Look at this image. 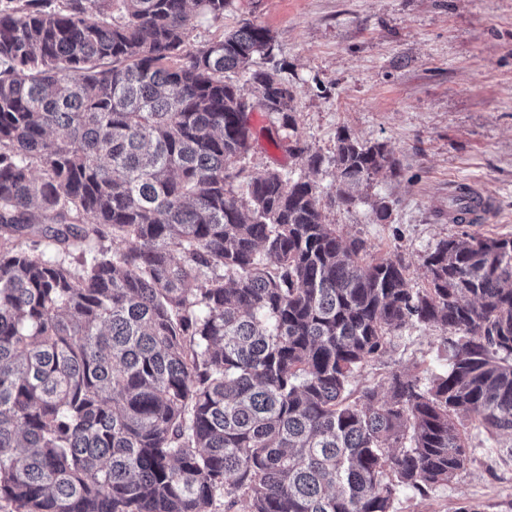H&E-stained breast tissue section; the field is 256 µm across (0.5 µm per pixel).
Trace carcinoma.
I'll use <instances>...</instances> for the list:
<instances>
[{
	"mask_svg": "<svg viewBox=\"0 0 512 512\" xmlns=\"http://www.w3.org/2000/svg\"><path fill=\"white\" fill-rule=\"evenodd\" d=\"M0 0V512H393L512 436V236L443 239L422 288L325 223L307 177L239 166L295 128L268 29L187 49L230 0ZM98 19L93 20L91 16ZM350 207L398 161L338 133ZM40 174H34V170ZM127 249L97 248L100 226ZM35 237V253L22 248ZM79 252L73 266L56 251ZM408 324L448 370L351 380Z\"/></svg>",
	"mask_w": 512,
	"mask_h": 512,
	"instance_id": "carcinoma-1",
	"label": "carcinoma"
}]
</instances>
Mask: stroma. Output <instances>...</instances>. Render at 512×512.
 Listing matches in <instances>:
<instances>
[{"instance_id":"stroma-1","label":"stroma","mask_w":512,"mask_h":512,"mask_svg":"<svg viewBox=\"0 0 512 512\" xmlns=\"http://www.w3.org/2000/svg\"><path fill=\"white\" fill-rule=\"evenodd\" d=\"M250 22L270 30L273 55L296 91L291 140L331 156L338 133L386 144L399 166L379 176L368 199L334 204L331 165L308 177L320 191L326 223L362 239L370 258L403 260L413 287L443 239L468 232L512 236V0H232L222 19L198 17L187 46L196 50ZM258 140L243 160L250 173L300 171L287 145L273 146L276 115L252 124ZM473 185L492 203L484 224L448 221V188ZM392 215L378 221L372 202ZM440 331L402 329L354 386L386 391L391 371L443 370ZM470 447L463 472L420 495L401 489L394 512H512V438L463 420Z\"/></svg>"}]
</instances>
